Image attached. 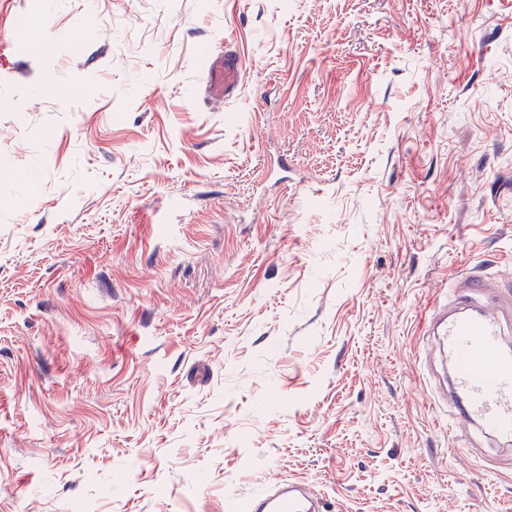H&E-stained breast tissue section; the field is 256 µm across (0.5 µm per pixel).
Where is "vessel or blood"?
<instances>
[{"label":"vessel or blood","instance_id":"vessel-or-blood-1","mask_svg":"<svg viewBox=\"0 0 512 512\" xmlns=\"http://www.w3.org/2000/svg\"><path fill=\"white\" fill-rule=\"evenodd\" d=\"M245 62L232 47L207 56L204 88L209 98L229 101L240 92ZM512 289L491 288L470 274L452 280L430 317L433 344L448 357L445 382L434 397L448 405L449 432L478 430L498 445H512ZM322 497L302 481L278 479L256 491L242 512H323Z\"/></svg>","mask_w":512,"mask_h":512}]
</instances>
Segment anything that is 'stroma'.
Wrapping results in <instances>:
<instances>
[{"label":"stroma","instance_id":"1","mask_svg":"<svg viewBox=\"0 0 512 512\" xmlns=\"http://www.w3.org/2000/svg\"><path fill=\"white\" fill-rule=\"evenodd\" d=\"M511 265L512 0H0V512H512L419 361ZM245 61L230 46L224 53H208L204 88L209 98L225 102L239 95ZM323 498L298 480L278 479L256 491L243 512H323Z\"/></svg>","mask_w":512,"mask_h":512}]
</instances>
